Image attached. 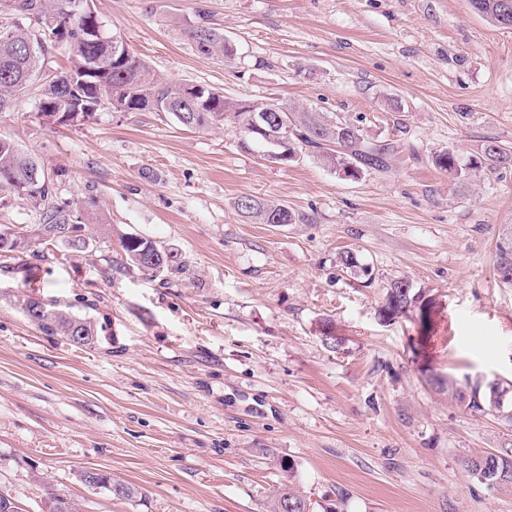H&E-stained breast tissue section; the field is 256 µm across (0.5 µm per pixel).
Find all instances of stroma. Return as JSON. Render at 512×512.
I'll list each match as a JSON object with an SVG mask.
<instances>
[{
  "instance_id": "35a3bbf8",
  "label": "stroma",
  "mask_w": 512,
  "mask_h": 512,
  "mask_svg": "<svg viewBox=\"0 0 512 512\" xmlns=\"http://www.w3.org/2000/svg\"><path fill=\"white\" fill-rule=\"evenodd\" d=\"M93 8L166 80L337 116L398 153L349 180L307 152L274 161L230 124L104 108L66 126L19 94L0 138L38 158L90 250L43 244L37 205L0 188V228L28 241L0 259V493L22 512H47L53 494L77 512H268L290 485L309 512H512V487L466 468L512 430L428 381L512 383V287L494 268L512 168L464 179L432 163L490 141L512 151V29L471 0ZM201 22L231 59L197 54L187 31ZM244 195L296 223L244 217ZM131 236L172 251L174 267L116 266ZM396 279L426 296L427 324L381 319ZM31 297L90 319L97 344L40 332L22 312ZM326 319L346 339L335 352ZM87 468L140 497L84 484ZM97 487L106 489L113 497L118 499L131 500L141 495L140 490L129 482L112 478V474L108 473L101 477Z\"/></svg>"
}]
</instances>
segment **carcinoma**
<instances>
[{
    "label": "carcinoma",
    "mask_w": 512,
    "mask_h": 512,
    "mask_svg": "<svg viewBox=\"0 0 512 512\" xmlns=\"http://www.w3.org/2000/svg\"><path fill=\"white\" fill-rule=\"evenodd\" d=\"M81 2L0 0V12L14 16L11 25H0V111L9 107L19 92L33 90L39 111L44 115L56 112L69 103V99L76 98L80 107L74 115L84 120L94 114L98 97L104 96L116 112H164L196 130L229 122L263 143L287 131L298 149L315 154L324 164L338 170L352 168L348 177L353 179L368 170L388 168L396 153L394 145L365 137L362 129L353 123L338 117L331 119L321 112L290 107L281 113V123L267 126L263 132L255 131L251 129L252 114L264 107L276 106L278 102L232 99L210 86L165 82L146 60L129 49L120 55L119 63L112 62V53L105 44L90 43L85 38L90 27H103L104 35L109 39L115 32L107 29L96 14L81 12ZM474 7L488 19L498 21L500 0H474ZM32 16L40 17L43 26L32 25ZM189 37L204 59L222 60L233 55L234 49L224 33L204 23L190 29ZM60 48L70 51V67L63 71L47 68V57ZM42 71L46 78L40 83L32 81V77ZM433 162L436 167L460 177L484 167H512V153L490 141L482 149L481 156L464 164L450 150L435 154ZM0 187H9L38 201L41 224L37 225V231L45 242L53 245L70 232L83 230V225L75 223L76 214L71 204L55 199L39 161L14 143L2 139ZM237 208L261 224L295 223V216L288 207L263 204L251 196L239 198ZM153 245L155 242L137 236L125 239L122 243L124 256L118 265L153 273L149 264ZM496 275L501 284L512 287V231L503 234L497 245ZM426 308L427 302L422 295L413 292L408 281L398 279L387 288L381 315L389 321L414 315L424 325ZM24 314L48 336H60L86 347L98 342V333L91 320L62 309L50 313L37 298L25 302ZM319 332L323 344L333 351L345 343L330 320L322 322ZM437 389L448 392L450 400L469 410L492 415L502 426L512 429V408L493 405L495 392L489 385L479 380L459 382L448 377L437 381ZM467 467L479 482L491 488L512 486V443H505L495 456L483 453L470 458ZM98 486L118 499L131 500L141 495L136 486L114 479L110 473L100 479ZM269 512H306L305 500L294 487L286 485L275 494Z\"/></svg>",
    "instance_id": "obj_1"
}]
</instances>
